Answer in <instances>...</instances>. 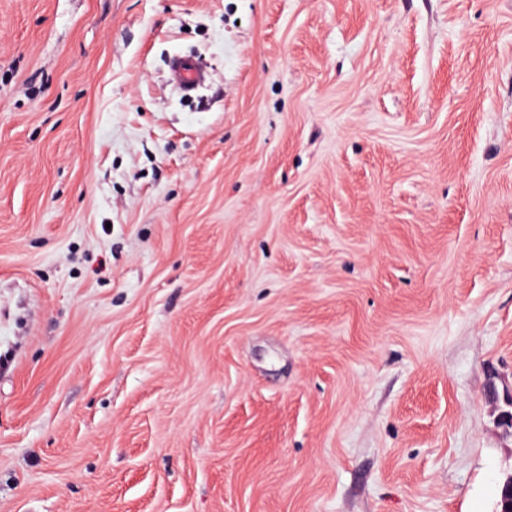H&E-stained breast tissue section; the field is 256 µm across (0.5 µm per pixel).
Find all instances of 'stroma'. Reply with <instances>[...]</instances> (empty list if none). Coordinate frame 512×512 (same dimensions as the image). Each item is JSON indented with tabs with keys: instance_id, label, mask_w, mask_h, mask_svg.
Wrapping results in <instances>:
<instances>
[{
	"instance_id": "stroma-1",
	"label": "stroma",
	"mask_w": 512,
	"mask_h": 512,
	"mask_svg": "<svg viewBox=\"0 0 512 512\" xmlns=\"http://www.w3.org/2000/svg\"><path fill=\"white\" fill-rule=\"evenodd\" d=\"M492 382L512 0H0V512H486ZM174 78L186 91L201 79L200 69L196 61L190 57L177 56L170 62Z\"/></svg>"
}]
</instances>
